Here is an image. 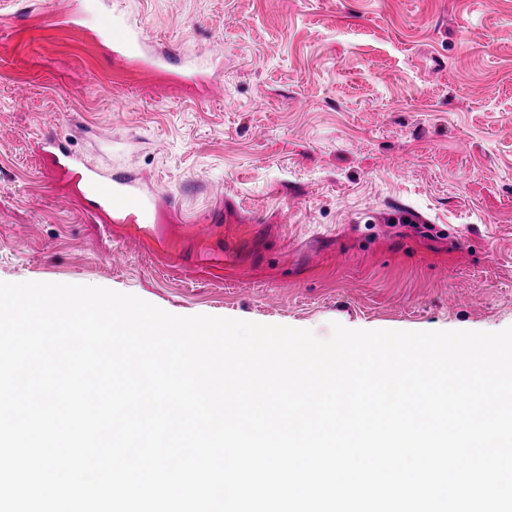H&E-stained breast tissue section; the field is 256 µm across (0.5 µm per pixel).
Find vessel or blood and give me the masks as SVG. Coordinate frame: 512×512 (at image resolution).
Listing matches in <instances>:
<instances>
[{"instance_id": "1", "label": "vessel or blood", "mask_w": 512, "mask_h": 512, "mask_svg": "<svg viewBox=\"0 0 512 512\" xmlns=\"http://www.w3.org/2000/svg\"><path fill=\"white\" fill-rule=\"evenodd\" d=\"M101 31L109 36L118 53L139 56L154 66H181L185 63L184 58L173 50L154 48L137 25H117L111 16L106 15L101 19ZM38 149L59 171L85 184L100 212L146 221L159 211L160 206L152 190L143 187L129 174H113L88 163L70 148L66 140L47 135L40 140Z\"/></svg>"}]
</instances>
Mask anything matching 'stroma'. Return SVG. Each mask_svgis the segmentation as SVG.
I'll list each match as a JSON object with an SVG mask.
<instances>
[{
    "label": "stroma",
    "instance_id": "35a3bbf8",
    "mask_svg": "<svg viewBox=\"0 0 512 512\" xmlns=\"http://www.w3.org/2000/svg\"><path fill=\"white\" fill-rule=\"evenodd\" d=\"M102 8L0 0V281L322 339L512 327V0H112L201 72L114 58ZM47 132L171 223L90 222Z\"/></svg>",
    "mask_w": 512,
    "mask_h": 512
}]
</instances>
